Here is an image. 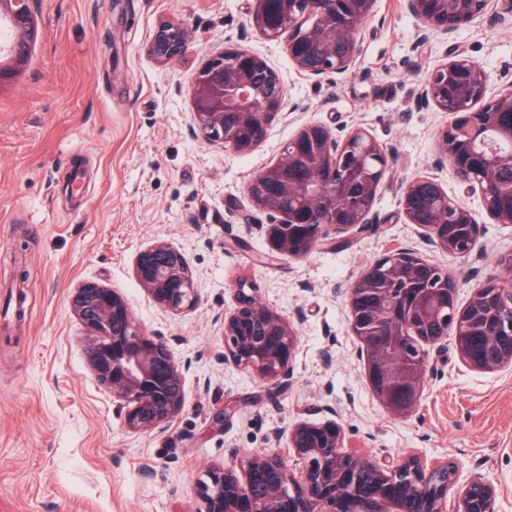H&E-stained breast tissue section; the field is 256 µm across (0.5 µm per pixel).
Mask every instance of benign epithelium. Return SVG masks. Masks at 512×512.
<instances>
[{
	"label": "benign epithelium",
	"mask_w": 512,
	"mask_h": 512,
	"mask_svg": "<svg viewBox=\"0 0 512 512\" xmlns=\"http://www.w3.org/2000/svg\"><path fill=\"white\" fill-rule=\"evenodd\" d=\"M33 0H0V19L11 21L12 38L0 45V80L27 61L36 27ZM375 0H248L249 24L284 43L292 62L309 75H345L361 53L360 25L373 15ZM423 37L452 35L476 21L512 19V0H406ZM301 12L308 24L284 26L280 20ZM348 51L336 56V43ZM320 46L324 63L309 68L307 53ZM189 32L181 24L159 26L150 52L160 64L181 56ZM192 131L208 142L247 152L266 137L287 98L265 59L237 44L208 59L191 92ZM417 108L448 113L439 133L438 163L448 165L481 211L498 224H512V182L493 176L512 169V150L485 146L512 141V81L488 95V75L479 64L455 54L431 69L418 88ZM393 153L362 128L342 140L317 122L305 124L286 145L276 165L256 173L246 191L255 208L270 216L265 232L276 254L303 257L329 232L350 234L374 223L373 206ZM399 184L408 221V203L420 181ZM465 216L443 227L440 217L423 225L429 241L455 257L476 247L481 225L462 201L445 198ZM397 250L375 260L346 289L348 327L357 338V357L365 381L386 412L406 419L417 409L431 374L430 351L448 342V322L464 331L456 352L466 367L495 372L512 367V281H490L469 302L457 303L455 276ZM134 275L161 307L194 309L199 294L185 254L158 241L139 251ZM239 305L224 316V360L248 369L265 382L288 380L297 335L289 320L238 288ZM71 310L87 332L86 353L98 380L112 392L133 432L164 431L181 410L183 373L164 337L147 333L115 289L94 281L74 291ZM301 461L292 473L277 454L248 453L209 470L198 486L201 512H499V489L480 472L459 482L450 458L426 462L418 456L384 462L345 450L342 425L334 418L318 425L296 422L277 433Z\"/></svg>",
	"instance_id": "benign-epithelium-1"
}]
</instances>
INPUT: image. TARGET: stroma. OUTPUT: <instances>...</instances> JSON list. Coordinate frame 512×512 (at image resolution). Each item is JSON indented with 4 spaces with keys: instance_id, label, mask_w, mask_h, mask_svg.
I'll return each instance as SVG.
<instances>
[{
    "instance_id": "stroma-1",
    "label": "stroma",
    "mask_w": 512,
    "mask_h": 512,
    "mask_svg": "<svg viewBox=\"0 0 512 512\" xmlns=\"http://www.w3.org/2000/svg\"><path fill=\"white\" fill-rule=\"evenodd\" d=\"M247 0H38L28 62L0 81V512H199L206 471L234 454L278 453L275 433L337 411L349 450L380 461L406 453L454 457L480 468L512 512V369L478 372L454 346L431 352L433 372L405 420L373 396L347 328L344 290L394 248L450 268L458 302L489 280H512V224L483 219L471 254L452 258L409 223L402 179L428 176L478 209L436 162L447 113L414 94L450 51L479 63L491 87L512 79V24L476 22L450 37L417 38L404 0H376L361 27L353 71L315 80L284 45L252 28ZM183 24L187 53L159 64L158 26ZM263 57L297 111L240 153L191 131L196 73L225 43ZM310 122L337 138L366 129L393 151L373 212L354 235L301 258L276 255L256 230L263 213L246 186L274 165ZM166 241L187 257L200 301L187 312L157 305L137 282L136 254ZM116 289L135 320L165 337L184 366L185 402L165 432L132 433L91 369L87 336L70 308L79 284ZM291 318L298 345L287 382L274 386L224 359V315L240 283ZM229 415L223 425L218 409Z\"/></svg>"
}]
</instances>
